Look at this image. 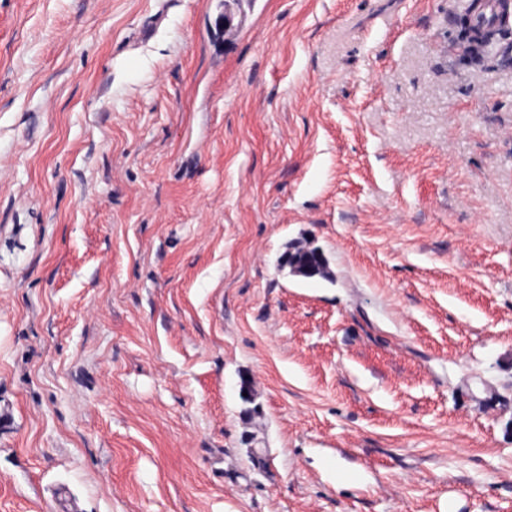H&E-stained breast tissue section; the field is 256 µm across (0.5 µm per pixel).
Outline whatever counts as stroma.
Segmentation results:
<instances>
[{"label":"stroma","instance_id":"1","mask_svg":"<svg viewBox=\"0 0 512 512\" xmlns=\"http://www.w3.org/2000/svg\"><path fill=\"white\" fill-rule=\"evenodd\" d=\"M460 13L0 0V512H512V48ZM281 265L288 267L293 275L304 278H329L326 261L315 248L301 249L288 247L281 259Z\"/></svg>","mask_w":512,"mask_h":512}]
</instances>
